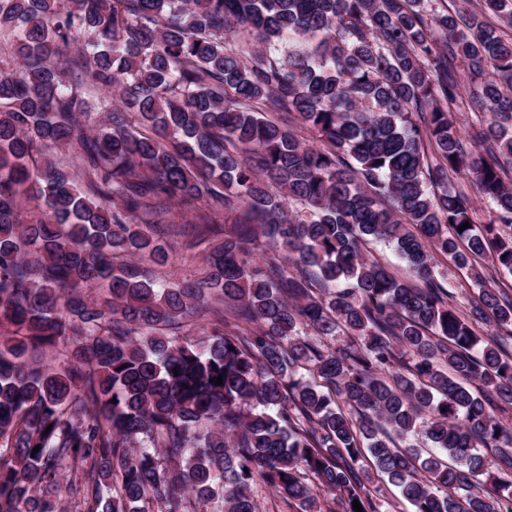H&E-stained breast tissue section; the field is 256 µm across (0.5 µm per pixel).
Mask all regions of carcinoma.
<instances>
[{
  "mask_svg": "<svg viewBox=\"0 0 512 512\" xmlns=\"http://www.w3.org/2000/svg\"><path fill=\"white\" fill-rule=\"evenodd\" d=\"M488 12L512 28V0H0V512H257V482L382 512L371 468L413 512H512V295L475 267L512 274ZM172 234L204 276L167 271ZM370 257L377 261L398 278H408L410 275L407 264L398 256L393 248L384 244L376 243L372 245ZM437 259L443 265L442 270L448 272V291L451 295V303L457 308L465 310L469 307L471 298L477 296L476 286L465 270H458L444 258L437 257Z\"/></svg>",
  "mask_w": 512,
  "mask_h": 512,
  "instance_id": "carcinoma-1",
  "label": "carcinoma"
}]
</instances>
